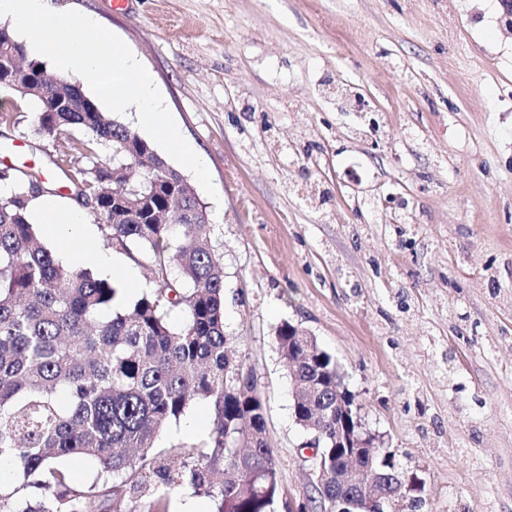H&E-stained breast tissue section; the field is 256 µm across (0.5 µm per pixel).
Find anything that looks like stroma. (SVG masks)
<instances>
[{"mask_svg":"<svg viewBox=\"0 0 512 512\" xmlns=\"http://www.w3.org/2000/svg\"><path fill=\"white\" fill-rule=\"evenodd\" d=\"M149 71L217 191L224 322L258 376L282 491L305 436L276 347L316 336L426 512H512V30L498 0H52ZM362 93L374 117L327 93ZM0 91V166L51 174Z\"/></svg>","mask_w":512,"mask_h":512,"instance_id":"35a3bbf8","label":"stroma"}]
</instances>
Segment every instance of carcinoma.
Segmentation results:
<instances>
[{"instance_id": "1", "label": "carcinoma", "mask_w": 512, "mask_h": 512, "mask_svg": "<svg viewBox=\"0 0 512 512\" xmlns=\"http://www.w3.org/2000/svg\"><path fill=\"white\" fill-rule=\"evenodd\" d=\"M12 54L44 85L30 95L39 103L33 134L67 147L53 162L60 182L0 168V183L11 185L0 194V459L16 473L14 483L0 482V512H89L100 496L108 512H144L141 493L158 483L205 495L214 512L288 508L263 400L254 381L240 379L247 361L239 370L228 361L234 340L224 328L223 256L212 245L206 207L191 192L180 211H168L182 174L153 144L102 111L80 83L49 78L15 38L0 40V58ZM76 131L87 138H74ZM99 145L110 158H98ZM121 165L130 177L115 184L112 170ZM61 189L101 222L106 244L149 270V290L132 306L115 305L111 281L63 264L40 240L30 202ZM124 195L144 199L138 213L117 206ZM172 311L184 316L179 328L168 321ZM288 325L281 322L276 337L285 361L297 358ZM306 353L307 363L291 370L294 390L311 387L301 420L321 412L316 453L331 464L312 501L353 499L356 488L336 479V454L354 452L336 447V362L316 341ZM197 401L212 409L209 441L160 447V436ZM395 458L390 448L358 452L381 500L412 473ZM68 460L92 462L96 481L69 486L58 467Z\"/></svg>"}]
</instances>
